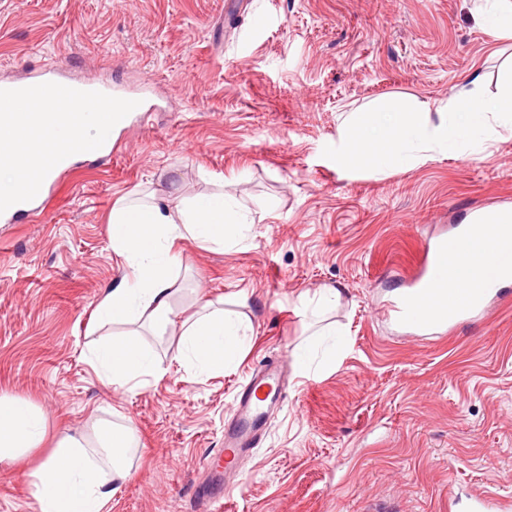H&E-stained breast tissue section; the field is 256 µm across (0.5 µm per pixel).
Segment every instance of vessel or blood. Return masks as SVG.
I'll return each instance as SVG.
<instances>
[{
  "label": "vessel or blood",
  "instance_id": "obj_1",
  "mask_svg": "<svg viewBox=\"0 0 512 512\" xmlns=\"http://www.w3.org/2000/svg\"><path fill=\"white\" fill-rule=\"evenodd\" d=\"M481 223L452 228L428 245L406 290L389 309L403 328L421 335L452 333L463 317H481L489 303L512 281V250L504 251L501 239L484 233ZM494 255L496 266L485 273L477 287L462 288L448 280V260L454 256ZM282 401L275 368L257 371L235 394V416L224 428V454L235 461L249 454L267 431V415Z\"/></svg>",
  "mask_w": 512,
  "mask_h": 512
}]
</instances>
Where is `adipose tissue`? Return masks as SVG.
<instances>
[{"instance_id": "1", "label": "adipose tissue", "mask_w": 512, "mask_h": 512, "mask_svg": "<svg viewBox=\"0 0 512 512\" xmlns=\"http://www.w3.org/2000/svg\"><path fill=\"white\" fill-rule=\"evenodd\" d=\"M418 103L416 111L352 109L341 113L339 157L371 166L378 174L427 160L469 143L475 136H490L497 128L512 127V80L492 101L477 90L462 88L452 101L435 110ZM241 216L223 194L192 199H119L112 208V249L123 258L130 274L105 289L96 307V324L123 326V333L97 341L91 363L113 385L136 389L163 374L161 357L141 337V328L165 333L180 325L178 359L196 376L222 374L240 352L244 320L213 302L202 303L195 314L176 323L172 306L173 271L182 260L177 241L191 239L201 247L223 246ZM47 434L44 414L30 401L0 395V462H7L40 447ZM137 444L131 422L108 423L92 433L60 434L52 453L30 473V485L39 512H104L116 494V479L126 477Z\"/></svg>"}]
</instances>
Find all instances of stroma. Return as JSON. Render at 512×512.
Returning <instances> with one entry per match:
<instances>
[{"mask_svg":"<svg viewBox=\"0 0 512 512\" xmlns=\"http://www.w3.org/2000/svg\"><path fill=\"white\" fill-rule=\"evenodd\" d=\"M472 0H0V83L51 70L120 84L157 109L130 115L112 158L56 178L41 220L0 221V394L50 433L132 421L137 453L108 512H207L202 483L238 386L282 365L284 400L237 470L227 512H445L512 500V296L479 320L412 338L386 306L432 240L484 207L512 208V132L409 169L336 160L341 112L451 99L473 75L496 97L512 40ZM268 24L256 29L254 15ZM222 192L256 221L223 250L182 245L178 318L202 300L251 324L223 374L176 357L179 327L149 337L164 376L129 391L88 359L104 288L127 268L109 222L122 197ZM334 288L315 318L304 302ZM333 327L336 359L299 371L295 349ZM37 448L0 463V512H37Z\"/></svg>","mask_w":512,"mask_h":512,"instance_id":"obj_1","label":"stroma"}]
</instances>
